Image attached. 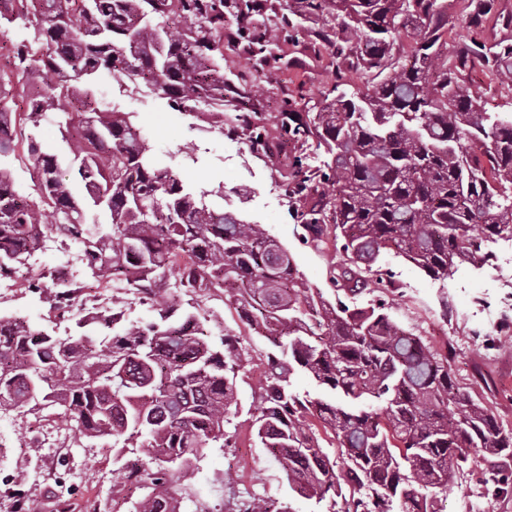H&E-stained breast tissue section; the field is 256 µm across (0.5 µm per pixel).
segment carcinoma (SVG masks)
Returning <instances> with one entry per match:
<instances>
[{"label": "carcinoma", "instance_id": "obj_1", "mask_svg": "<svg viewBox=\"0 0 512 512\" xmlns=\"http://www.w3.org/2000/svg\"><path fill=\"white\" fill-rule=\"evenodd\" d=\"M295 3L297 16L327 19L319 37L333 46L342 95L311 112L295 111L288 97L271 130L244 108L258 83L241 90L224 78L225 10L259 75L296 28L288 15L267 17L266 0H0V35L20 30L0 102L26 96L30 109L16 119L0 107V276L43 247L47 227L79 245L98 283L144 296L157 313L124 324L114 301L64 336L0 315V410L57 407L87 437L142 449L146 494L134 512H180L178 475L207 449L231 446L225 426L250 354L231 336L212 345L189 310L218 289L278 349L267 355L251 435L324 512H436L473 449L491 475L512 469V431L455 384L448 353L403 328L381 300L352 308L309 288L262 225L214 206L223 186H189L154 157L129 113L95 96L102 72L126 78L135 68L173 109H205L258 157L291 142L289 211L304 243L339 254L330 270L338 291L354 293L371 277L391 283L380 265L388 251L437 282L463 263L493 265L492 245L512 241V112L487 111L462 93V81L479 66L512 84V39H478L489 17L511 28L512 15L496 12V0H469L475 37L447 55L439 0ZM410 30L407 63L396 34ZM45 71L54 82L32 93ZM359 71L369 79L355 87L348 73ZM226 92L236 101L227 113ZM58 113L68 116L58 124L64 148L17 138V122L37 127ZM19 152L36 174L31 193L4 163ZM91 208L109 214L111 231L88 223ZM172 268L178 278L169 285ZM45 277L54 307H71L75 284L58 271ZM297 373L320 396L294 391ZM322 432L334 453L320 446ZM220 512L294 510L231 497Z\"/></svg>", "mask_w": 512, "mask_h": 512}]
</instances>
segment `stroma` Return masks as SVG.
<instances>
[{
    "label": "stroma",
    "mask_w": 512,
    "mask_h": 512,
    "mask_svg": "<svg viewBox=\"0 0 512 512\" xmlns=\"http://www.w3.org/2000/svg\"><path fill=\"white\" fill-rule=\"evenodd\" d=\"M323 24L319 17L299 21L292 35L281 39L271 69L273 83L250 102L252 111L263 113L267 124L278 119L283 93L303 96L316 106L328 94L335 80L332 59L328 48L314 41ZM463 92L480 99L489 110L512 111V86L482 69L468 75ZM120 109L131 113L161 162L178 170L188 184H222L225 203L243 209L249 221L262 225L287 247L309 287L334 297L329 271L338 256L334 249L318 250L302 243L288 209L287 181L266 159L251 153L244 140L222 135L208 115L175 111L154 92L141 91L123 100ZM79 254L78 246L47 237L23 274L36 276L77 265ZM381 265L392 274L394 288L386 291L369 284L347 297V304L364 307L385 300L398 323L421 336L432 350L447 353L455 384L486 408L499 426L512 429V270L478 269L465 263L438 283L391 253L383 255ZM0 313L59 335L75 326L45 295L17 284L0 288ZM195 313L213 344H221L224 335L235 336L249 350L251 360L237 382L238 413L232 419L236 445L208 449L174 484L182 512H194L199 502L217 506L231 493L240 499L287 501L295 512H314L315 502L290 489L274 458L250 434V421L259 408L255 393L273 345L241 322L222 291L203 298ZM123 464L113 454L111 439L84 436L56 410L36 415L0 412V512H13L19 501L37 512H49L48 503L57 499L67 501L70 512H86L89 501L97 504L99 512H112L116 503L122 512H131L145 490L142 484L126 483ZM486 468L482 453H472L464 474L439 494L438 512H471L476 506L483 512H512V477L505 492H495L485 482Z\"/></svg>",
    "instance_id": "obj_1"
}]
</instances>
